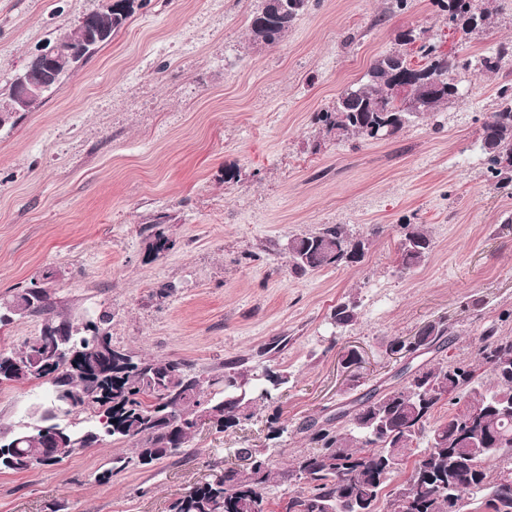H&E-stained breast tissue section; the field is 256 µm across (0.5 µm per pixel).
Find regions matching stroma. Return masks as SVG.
Wrapping results in <instances>:
<instances>
[{
	"label": "stroma",
	"instance_id": "stroma-1",
	"mask_svg": "<svg viewBox=\"0 0 512 512\" xmlns=\"http://www.w3.org/2000/svg\"><path fill=\"white\" fill-rule=\"evenodd\" d=\"M106 0H0V95L27 59ZM262 0H135L112 42L31 111L0 126V306L31 283L57 319L112 315L114 346L182 361L187 371L286 370L278 402L286 431L268 440L267 409L239 429L202 431L153 468L109 483L106 440L28 472L0 471V512H169L171 501L225 467L241 448H274L288 463L310 445L306 420L379 381L394 382L396 341L445 321L455 361L477 364L480 332L512 336V186L490 179L482 124L512 83L458 71L463 94L395 136L339 139L318 112L371 62L412 33L418 47L479 59L512 45V0H476L490 19L462 37L435 0H309L283 40L254 48ZM174 239L146 251L157 216ZM346 225L369 246L360 262L290 269V237ZM431 236L429 257L399 265L401 227ZM357 319L336 326V305ZM359 363L345 367L348 352ZM48 384L0 385V431L37 424Z\"/></svg>",
	"mask_w": 512,
	"mask_h": 512
}]
</instances>
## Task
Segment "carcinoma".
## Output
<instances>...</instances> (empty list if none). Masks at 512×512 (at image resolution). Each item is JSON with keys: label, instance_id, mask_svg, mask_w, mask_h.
<instances>
[{"label": "carcinoma", "instance_id": "cac0c4a2", "mask_svg": "<svg viewBox=\"0 0 512 512\" xmlns=\"http://www.w3.org/2000/svg\"><path fill=\"white\" fill-rule=\"evenodd\" d=\"M131 11L101 9L96 14L103 46L125 24ZM298 13H263L250 18L252 43L276 45L288 33ZM512 59V47L504 44L492 56L479 61V70L493 72ZM413 74L441 79L432 90L421 80L410 83V94L421 101L416 119L433 116L460 92L453 74L469 69L472 60L436 57L427 65L414 67L407 55L391 50L370 64L366 80L345 88L342 102L321 112L318 122L329 133L346 138L372 139L371 129L386 136L396 135L408 124L399 119L406 112L399 97L396 67ZM498 103L482 125L481 151L488 169L512 182V84L497 91ZM174 247L163 222L151 225L147 251L152 258L164 256ZM432 240L418 225L405 224L399 241L401 264L406 269L420 265L429 256ZM292 269L304 274L343 263H356L365 254L366 243L356 239L343 224L327 225L316 232L288 240ZM25 306L26 314L44 317V328L54 326L64 333L72 329L52 316V302L45 288L36 284L23 289L12 301ZM356 305L340 303L333 312L339 327L354 322ZM107 313L81 323L98 335L85 341L78 369L62 353L48 362L42 337L36 336L19 350L0 349V372L10 384H24L56 375L55 382L75 393L74 403L62 415L90 410L97 424L76 442L47 448L41 426L12 431L0 436V471L27 472L55 464L61 458L106 438L133 447L130 457L112 459V468L99 480L135 463L150 468L164 458L189 447L197 434V420L210 416L217 433L234 430L254 417L258 407L273 409L267 422L270 439L286 431L280 424L276 403L288 377L269 368L248 377L239 370L242 361L224 364V374L206 380L209 392L199 394L200 376L185 372L174 359L144 356L112 344L103 324ZM478 359L487 367L490 382L480 381L472 365L448 360L445 350L452 343L443 323L427 326L419 335L394 343L395 350L412 354L427 350L435 357L417 367L400 371L403 381L386 388L376 387L338 407L325 418H312L300 428L318 445L299 452L286 467H277L267 448H240L238 454L253 464L243 470L226 468L214 479L201 483L174 499L170 512H254L263 506L274 483L296 481L300 487L289 494L286 512H326L337 503H347L351 512H405L404 504L416 500L417 512H445L448 500L469 497L481 501L483 512H512V336H504L489 324L480 333ZM458 409L444 420L434 413L444 401ZM427 439L420 450V440ZM397 450L400 461L417 454L404 481L390 487L391 476L400 469L390 459Z\"/></svg>", "mask_w": 512, "mask_h": 512}]
</instances>
